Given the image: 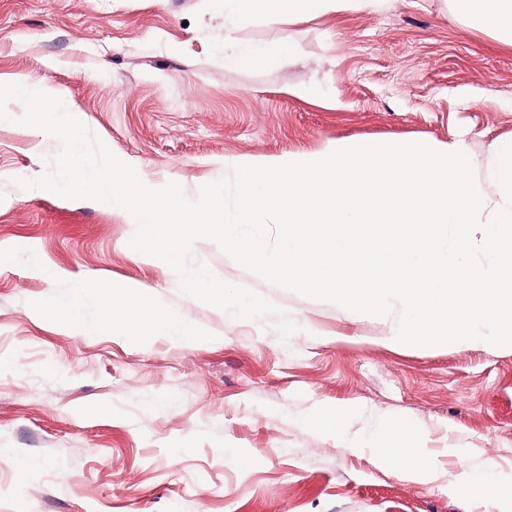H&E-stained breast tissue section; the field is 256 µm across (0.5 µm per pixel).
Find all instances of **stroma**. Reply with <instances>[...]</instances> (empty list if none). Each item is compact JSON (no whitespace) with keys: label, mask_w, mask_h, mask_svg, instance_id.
I'll use <instances>...</instances> for the list:
<instances>
[{"label":"stroma","mask_w":512,"mask_h":512,"mask_svg":"<svg viewBox=\"0 0 512 512\" xmlns=\"http://www.w3.org/2000/svg\"><path fill=\"white\" fill-rule=\"evenodd\" d=\"M245 45L292 39L282 69L224 64V0H0V78L65 91L89 129L146 179L187 195L220 162L322 150L338 139L445 143L466 134L476 178L494 186L490 144L512 143V47L467 26L444 0H393L378 14L297 24L242 21ZM312 87L309 98L289 88ZM60 150L0 122V512H492L449 446L479 448L512 475V351L386 345L378 318L350 321L248 272L210 240L195 257L307 323L240 320L182 295L172 269L142 259L125 212L23 190ZM135 281L182 339L83 335L35 316L73 281ZM350 431L389 414L415 423L438 478L413 483L343 452ZM458 493L449 496V484Z\"/></svg>","instance_id":"obj_1"}]
</instances>
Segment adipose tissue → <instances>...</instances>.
I'll return each instance as SVG.
<instances>
[{
  "label": "adipose tissue",
  "mask_w": 512,
  "mask_h": 512,
  "mask_svg": "<svg viewBox=\"0 0 512 512\" xmlns=\"http://www.w3.org/2000/svg\"><path fill=\"white\" fill-rule=\"evenodd\" d=\"M389 0H225L224 3V61L229 65L249 64L255 67L288 65L295 54L291 42L240 48L233 36L238 22L256 17H268L283 23H297L322 14L343 15L352 11L378 13ZM455 16L474 29L494 30L501 42L512 46V0H450ZM92 290L103 315L102 325L128 336H151L169 332L171 323L158 316L146 289L133 282H114L96 278L80 280L67 293L46 299L35 312L39 317L55 319L59 324L78 327L80 301L85 290ZM469 458L477 465L469 473L467 485L479 495L496 501L499 512H512L500 487L506 482L495 461L480 457L478 449H467ZM377 468L399 473L408 481L429 483L435 478L422 433L411 424H403L401 443L397 446L377 444L373 449Z\"/></svg>",
  "instance_id": "adipose-tissue-1"
}]
</instances>
